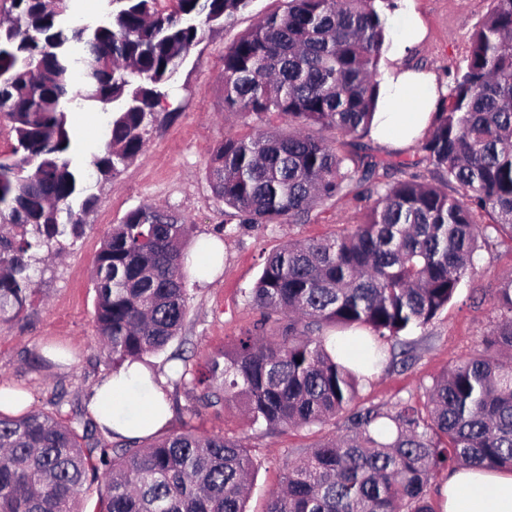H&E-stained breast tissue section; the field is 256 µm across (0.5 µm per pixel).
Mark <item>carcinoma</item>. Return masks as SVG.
I'll use <instances>...</instances> for the list:
<instances>
[{"label": "carcinoma", "instance_id": "1", "mask_svg": "<svg viewBox=\"0 0 512 512\" xmlns=\"http://www.w3.org/2000/svg\"><path fill=\"white\" fill-rule=\"evenodd\" d=\"M0 8V324L27 310L39 253L79 237L97 196L143 149L163 88L206 32L253 0H107L91 27L73 0H7ZM464 65L441 96L417 161L365 153L380 99L394 0H282L224 52V111L272 118L227 136L205 169L241 224L306 222L320 205L370 201L343 233L291 242L266 259L248 300L254 329L189 382L202 408L243 407L268 435L344 422L288 467L264 512H432L426 487L461 467L512 471V278L481 349L438 375L425 410L358 402L360 369L408 362L384 342L448 306L491 235L512 239V0H490ZM112 106L104 140L75 160L67 109ZM353 139L339 153L319 131ZM425 165L430 177L413 172ZM189 225L140 205L106 234L92 275L97 337L112 372L164 351L188 313ZM282 324L278 336L270 323ZM253 458L241 436L112 433L92 418L0 413V512H247Z\"/></svg>", "mask_w": 512, "mask_h": 512}]
</instances>
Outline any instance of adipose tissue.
<instances>
[{"mask_svg": "<svg viewBox=\"0 0 512 512\" xmlns=\"http://www.w3.org/2000/svg\"><path fill=\"white\" fill-rule=\"evenodd\" d=\"M382 107L373 124L376 137L385 145L398 149L425 136L438 95L434 78L402 64H395L381 84ZM142 397L146 402L143 415L127 420L122 400ZM88 408L104 427L128 437L156 432L166 422L167 407L163 382L142 364L128 372L107 376L97 385ZM441 512H512V472L461 468L452 473L441 488Z\"/></svg>", "mask_w": 512, "mask_h": 512, "instance_id": "obj_1", "label": "adipose tissue"}]
</instances>
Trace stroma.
I'll return each instance as SVG.
<instances>
[{
	"instance_id": "stroma-1",
	"label": "stroma",
	"mask_w": 512,
	"mask_h": 512,
	"mask_svg": "<svg viewBox=\"0 0 512 512\" xmlns=\"http://www.w3.org/2000/svg\"><path fill=\"white\" fill-rule=\"evenodd\" d=\"M389 17L391 39L399 41L411 14L423 19L427 34L411 46L405 63L435 75L447 90L448 74L464 60L474 27L490 8L489 0H396ZM280 0H253L220 31L206 34L179 67L169 94L158 106L156 125L143 151L114 178L92 183L97 197L86 215L82 237L63 238L51 257L36 266V293L20 318L0 327V385L26 391L29 407L65 420L87 413L92 388L109 373L94 327L91 276L103 237L131 209L155 204L192 224L188 253L208 262L202 243L221 242L224 253L208 280L187 277L189 314L182 331L187 361L169 353L145 357V366L168 378L171 417L168 429L202 435L246 434L257 464L250 512H262L298 451L334 437V424L286 428L275 435L250 428L240 407L200 409L195 390L174 383L177 371H201L209 356L250 330L262 313L247 298L264 259L291 241L319 239L362 220L365 200L345 197L317 208L307 223L239 224L212 193L205 178L210 150L225 136L251 135L257 122L224 110V51ZM73 149L80 154L102 142L101 106L88 102L68 111ZM512 274V241L491 237L477 252L470 275L453 302L424 327L409 332L417 346L409 367L379 368L359 384L366 406L394 408L402 402L423 407L434 376L478 349L495 312L489 300L501 278Z\"/></svg>"
}]
</instances>
